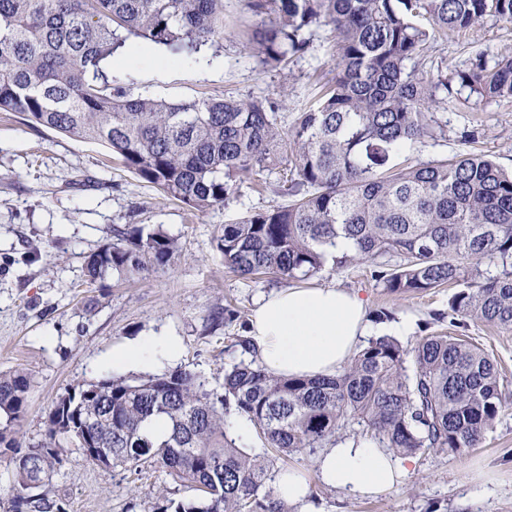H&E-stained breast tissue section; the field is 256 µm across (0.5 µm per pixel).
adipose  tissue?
Wrapping results in <instances>:
<instances>
[{
	"label": "adipose tissue",
	"mask_w": 512,
	"mask_h": 512,
	"mask_svg": "<svg viewBox=\"0 0 512 512\" xmlns=\"http://www.w3.org/2000/svg\"><path fill=\"white\" fill-rule=\"evenodd\" d=\"M368 303L343 288L288 286L263 295L248 326L252 351L269 372L288 377L336 375L371 334ZM182 347L175 336H141L112 351L116 369H151L173 364ZM323 485L354 499L372 498L402 483L409 469L403 457L359 438H342L315 460Z\"/></svg>",
	"instance_id": "ef3b65f1"
}]
</instances>
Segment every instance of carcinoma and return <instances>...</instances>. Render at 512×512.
I'll use <instances>...</instances> for the list:
<instances>
[{"mask_svg":"<svg viewBox=\"0 0 512 512\" xmlns=\"http://www.w3.org/2000/svg\"><path fill=\"white\" fill-rule=\"evenodd\" d=\"M260 28L248 48L265 66L305 52L320 25L336 34V76L291 127L254 99L166 101L113 86L114 54L170 47L198 59L224 41V0H0V112L29 126L99 142L141 180L204 213L228 203L244 178L280 182L291 204L224 225V265L308 278L327 259L338 267L396 255L375 271L389 292L445 284L451 321L512 330V173L482 154L400 165L406 149L444 135L437 91L455 82L478 100L512 98V55L490 67L432 74L424 64L441 36L487 18L512 22V0H246ZM354 249L329 256L336 239ZM177 239L142 227L115 228L87 257L89 280L130 279L166 264ZM488 260L500 271L483 275ZM28 377L0 372V444L11 453L15 494L3 512H49L29 490L62 465L60 439L105 468L162 469L199 495L158 492L154 512H288L274 495L278 470L229 435L226 415L250 421L278 455L323 447L350 425L398 455L463 454L493 428L505 398L497 366L461 336L430 335L413 348L382 337L333 377L270 375L251 360L224 370V391L182 369L148 379L109 377L68 390L49 415L46 438L24 448L7 434L25 411ZM165 425L155 437L153 423Z\"/></svg>","mask_w":512,"mask_h":512,"instance_id":"obj_1","label":"carcinoma"}]
</instances>
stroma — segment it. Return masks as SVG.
Segmentation results:
<instances>
[{
  "label": "stroma",
  "mask_w": 512,
  "mask_h": 512,
  "mask_svg": "<svg viewBox=\"0 0 512 512\" xmlns=\"http://www.w3.org/2000/svg\"><path fill=\"white\" fill-rule=\"evenodd\" d=\"M257 23L244 0H224L226 34L211 64L180 62L162 47L137 60L120 57L113 71L120 86L168 101L267 100L277 105L283 123H292L314 88L335 76V38L327 27L313 29L306 54L271 69L245 46ZM479 52L490 64L512 53V24L488 19L450 35L433 45L427 66L450 73L469 66ZM437 116L448 124L446 139L406 150L411 163L481 153L512 170V100L479 102L464 89L449 95ZM290 201L277 187L262 190L245 182L229 204L195 213L113 162L102 145L35 130L21 115L0 112V371L19 370L30 378L17 426L22 446L44 441L49 413L66 390L114 376L107 363L113 348L140 336H180L179 368L221 391L225 367L248 357L237 340L247 335L257 298L291 280H251L226 268L217 233L240 217ZM128 224L177 238L178 256L134 280L89 281L86 256L111 242L113 228ZM375 266L329 262L309 282L358 291L370 314L408 321L402 345L447 333L483 348L497 363L506 403L478 448L463 455H413L404 481L377 498H345L319 483L315 452L294 455L289 465L311 484L315 512H512V330L475 320L452 323L446 317L451 288L394 294L374 280ZM227 308L237 318L218 319ZM62 453L63 466L40 489L60 512H150L161 486L175 500L195 495L157 469L93 466L68 442Z\"/></svg>",
  "instance_id": "stroma-1"
}]
</instances>
